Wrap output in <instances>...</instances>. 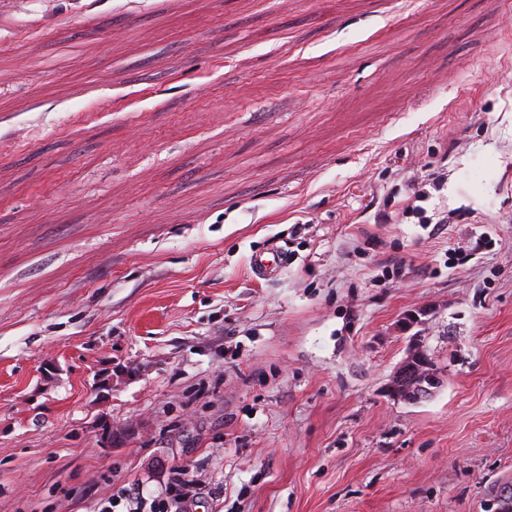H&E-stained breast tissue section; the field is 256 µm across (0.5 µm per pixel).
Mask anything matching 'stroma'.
Here are the masks:
<instances>
[{"mask_svg": "<svg viewBox=\"0 0 512 512\" xmlns=\"http://www.w3.org/2000/svg\"><path fill=\"white\" fill-rule=\"evenodd\" d=\"M185 464L193 512H495L512 0H0V512ZM250 264L257 276L271 279L288 264V254L277 250L256 252L252 254ZM424 366L428 369L426 372L427 378L423 384L418 385L413 392H410L406 396H401L395 388V383L400 381L405 375L408 373L409 368L407 362H405L400 368L397 376L395 377V381L393 384V392L390 391L391 394H395V397L398 399H403L408 402H417L422 398H425L431 395L434 392V389H437L442 382L441 375L439 371L428 361L422 359ZM401 397V398H400Z\"/></svg>", "mask_w": 512, "mask_h": 512, "instance_id": "obj_1", "label": "stroma"}]
</instances>
